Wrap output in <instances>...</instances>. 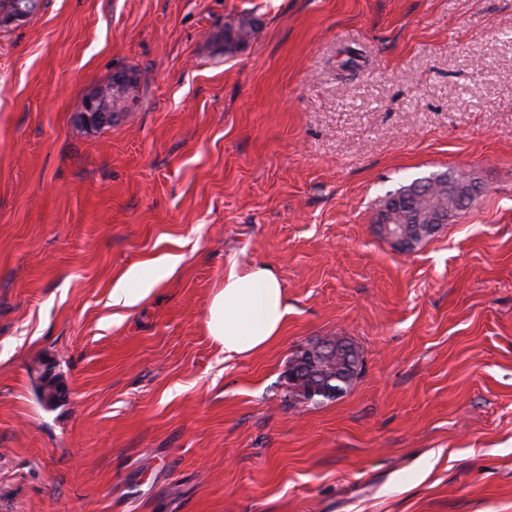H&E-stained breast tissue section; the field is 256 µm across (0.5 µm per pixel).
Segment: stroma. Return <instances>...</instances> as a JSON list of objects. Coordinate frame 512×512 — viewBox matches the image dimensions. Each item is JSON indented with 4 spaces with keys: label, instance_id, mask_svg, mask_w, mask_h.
Segmentation results:
<instances>
[{
    "label": "stroma",
    "instance_id": "obj_1",
    "mask_svg": "<svg viewBox=\"0 0 512 512\" xmlns=\"http://www.w3.org/2000/svg\"><path fill=\"white\" fill-rule=\"evenodd\" d=\"M121 70L126 113L86 125ZM445 171L483 192L413 250L384 238L385 194ZM257 262L291 311L228 360L207 305ZM339 338L350 389L291 406L290 359ZM0 512H512V0H42L0 25ZM255 30L252 20L247 18L239 19L234 23L224 25V52L232 54L240 47L246 45L251 39ZM118 112L112 107L106 106L101 102L98 95L90 96L87 99L84 117L87 123L94 126H105L112 124ZM156 280L147 278L139 270L129 271L112 290V304L135 306L153 289Z\"/></svg>",
    "mask_w": 512,
    "mask_h": 512
}]
</instances>
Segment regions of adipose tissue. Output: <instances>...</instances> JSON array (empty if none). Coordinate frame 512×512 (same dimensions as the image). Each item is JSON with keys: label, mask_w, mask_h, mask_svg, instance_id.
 Returning a JSON list of instances; mask_svg holds the SVG:
<instances>
[{"label": "adipose tissue", "mask_w": 512, "mask_h": 512, "mask_svg": "<svg viewBox=\"0 0 512 512\" xmlns=\"http://www.w3.org/2000/svg\"><path fill=\"white\" fill-rule=\"evenodd\" d=\"M290 308L283 284L266 264L231 266L207 307L209 336L233 359L257 354L281 334Z\"/></svg>", "instance_id": "obj_1"}]
</instances>
